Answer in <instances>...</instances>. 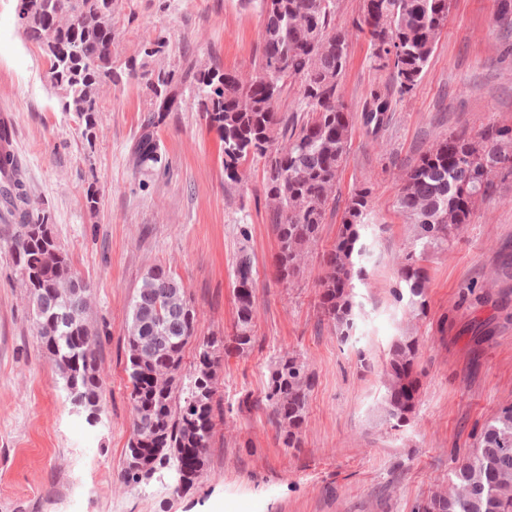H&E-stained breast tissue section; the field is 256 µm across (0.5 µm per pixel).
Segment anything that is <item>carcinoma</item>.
Returning a JSON list of instances; mask_svg holds the SVG:
<instances>
[{"label":"carcinoma","mask_w":512,"mask_h":512,"mask_svg":"<svg viewBox=\"0 0 512 512\" xmlns=\"http://www.w3.org/2000/svg\"><path fill=\"white\" fill-rule=\"evenodd\" d=\"M259 7L260 49L252 67L226 72L190 60L178 75L158 64L169 47L157 41L144 59L112 57L117 0H18L17 17L27 39L42 51L46 76L63 109L75 114L82 134L96 128L99 91L123 78L149 91L138 137L131 147L134 173L163 163L157 139L186 97L197 100L209 126L224 142V179L238 183L247 168L262 164L266 213L276 242L274 266L283 285L294 282L316 245L352 133L359 128L377 141L398 102L412 93L448 23L450 0H373L375 11H359L351 28L336 24L339 0H245ZM369 44L371 67L387 74L372 88L361 110H348L341 95L350 31ZM294 95L293 102L288 96ZM0 193L11 225L15 266L29 279L37 335L68 392L89 417L99 416L106 384L99 364L100 337L89 310L67 288L78 277L59 248L46 211L31 206L18 162L0 155ZM512 177V124L489 123L472 133L440 137L404 173L399 212L416 233L396 258L409 290V315L425 313L426 277L419 263L446 252L459 238L474 207L493 194L497 179ZM371 191L350 197L336 240L324 259L320 305L337 340L354 336L361 305L356 283H366L371 245L362 235L371 219ZM234 261L236 320L231 339L211 336L197 346L189 372L184 351L197 335L194 302L174 274L162 267L142 277L130 300L125 356L131 391L132 433L119 480L125 486L149 480L166 466L180 483L198 475L212 447L217 417V373L226 342L241 354L255 341L256 269L247 245ZM490 298L486 285L470 286L459 301L474 308ZM418 339L399 336L391 344L381 383L384 410L397 430L407 425L418 397ZM312 373L301 354L280 356L265 392L286 448L298 446L305 422ZM415 512H512V405L483 428L476 448L457 461L446 484L419 502Z\"/></svg>","instance_id":"cac0c4a2"}]
</instances>
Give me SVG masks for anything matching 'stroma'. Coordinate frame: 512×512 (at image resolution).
<instances>
[{
  "mask_svg": "<svg viewBox=\"0 0 512 512\" xmlns=\"http://www.w3.org/2000/svg\"><path fill=\"white\" fill-rule=\"evenodd\" d=\"M17 0H0V119L33 206L50 213L56 241L93 284L90 317L105 331L100 367L107 380L96 424L70 403L33 325L0 224V512H413L477 445L498 410L512 404V306L476 310L459 303L471 283L498 278L512 247V179L480 203L453 248L430 256L426 308L416 323L419 395L408 425L391 429L380 376L406 302L393 290L394 256L409 229L396 211L405 168L439 134L512 123V29L497 26V0H452L448 25L412 94L400 101L373 146L355 130L339 176L336 208L305 269L290 287L276 283L275 240L266 220L261 165L240 183L224 181V145L201 108L186 100L158 132L165 164L134 174L129 152L148 103L137 83L105 87L97 138L87 144L45 78L39 47L27 41ZM112 54L142 58L147 40L226 71L248 70L261 18L241 0H118ZM368 44L352 37L342 99L357 110L385 73L367 63ZM371 189L374 274L355 288L362 305L354 337L339 344L322 320L318 279L353 191ZM96 191L97 209L85 205ZM255 256V343L228 351L218 373L224 419L190 488L175 468L136 486L116 480L130 437L124 347L128 303L144 274L169 268L190 293L198 337L231 335L236 314L233 256ZM300 353L314 373L301 445L283 447L264 405L281 355Z\"/></svg>",
  "mask_w": 512,
  "mask_h": 512,
  "instance_id": "35a3bbf8",
  "label": "stroma"
}]
</instances>
